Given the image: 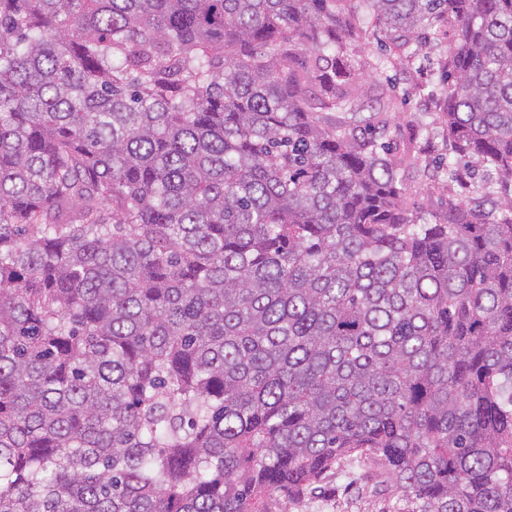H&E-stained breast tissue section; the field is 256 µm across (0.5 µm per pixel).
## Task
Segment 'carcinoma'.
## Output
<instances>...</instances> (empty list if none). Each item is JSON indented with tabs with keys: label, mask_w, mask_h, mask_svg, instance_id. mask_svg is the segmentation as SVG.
I'll list each match as a JSON object with an SVG mask.
<instances>
[{
	"label": "carcinoma",
	"mask_w": 512,
	"mask_h": 512,
	"mask_svg": "<svg viewBox=\"0 0 512 512\" xmlns=\"http://www.w3.org/2000/svg\"><path fill=\"white\" fill-rule=\"evenodd\" d=\"M371 26L448 38L431 167L357 118ZM355 452L512 512V0H0V512H269ZM406 181L411 187L421 185V189L418 190L415 197L413 193L412 198L414 197L418 202H423L431 209H441L448 203V191L442 185L427 180L421 173L410 171Z\"/></svg>",
	"instance_id": "1"
}]
</instances>
